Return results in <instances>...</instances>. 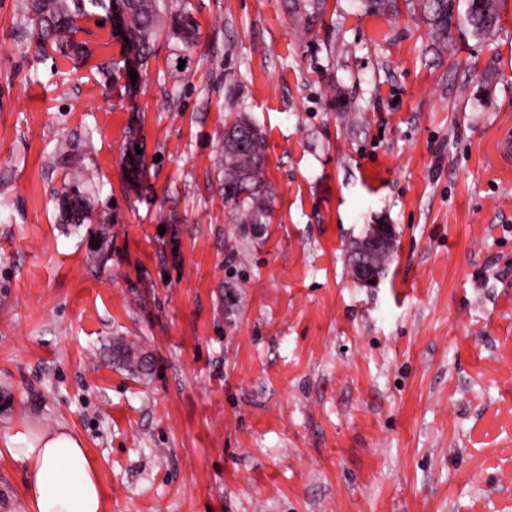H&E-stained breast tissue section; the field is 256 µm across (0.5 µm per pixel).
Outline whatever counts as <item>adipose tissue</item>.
Wrapping results in <instances>:
<instances>
[{"label": "adipose tissue", "instance_id": "ef3b65f1", "mask_svg": "<svg viewBox=\"0 0 512 512\" xmlns=\"http://www.w3.org/2000/svg\"><path fill=\"white\" fill-rule=\"evenodd\" d=\"M5 447L24 468L28 512H103L98 473L73 432L58 427L34 436L21 429Z\"/></svg>", "mask_w": 512, "mask_h": 512}]
</instances>
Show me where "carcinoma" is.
I'll use <instances>...</instances> for the list:
<instances>
[{
  "mask_svg": "<svg viewBox=\"0 0 512 512\" xmlns=\"http://www.w3.org/2000/svg\"><path fill=\"white\" fill-rule=\"evenodd\" d=\"M422 4L436 39L448 41L457 25V0H422ZM22 8L35 53L40 56L51 49L66 59L85 61L91 52L76 39L81 31L77 21L103 11L119 18L123 37L129 40L123 63H112V78H119L129 63H147L161 37L171 45L170 64L176 75L186 74L191 66L198 28L191 0H23ZM289 8L311 28L319 18L320 0H289ZM464 21L476 36L494 30L499 22L496 0H467ZM181 58L186 63L180 69ZM221 143L225 201L234 206L241 223H266L269 210L261 180L266 161L263 134L241 116L224 127ZM55 196L63 222H92L89 180L64 181Z\"/></svg>",
  "mask_w": 512,
  "mask_h": 512,
  "instance_id": "cac0c4a2",
  "label": "carcinoma"
}]
</instances>
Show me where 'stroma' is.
Returning a JSON list of instances; mask_svg holds the SVG:
<instances>
[{"label":"stroma","mask_w":512,"mask_h":512,"mask_svg":"<svg viewBox=\"0 0 512 512\" xmlns=\"http://www.w3.org/2000/svg\"><path fill=\"white\" fill-rule=\"evenodd\" d=\"M192 3L187 76L161 40L114 80L107 14L76 66L0 0V436L72 429L104 512H512V0L445 45L407 5L325 0L306 30L284 0ZM241 112L264 224L220 186ZM87 174L94 221L63 223L53 192ZM370 224L396 242L363 288ZM24 494L1 453L0 512Z\"/></svg>","instance_id":"35a3bbf8"}]
</instances>
